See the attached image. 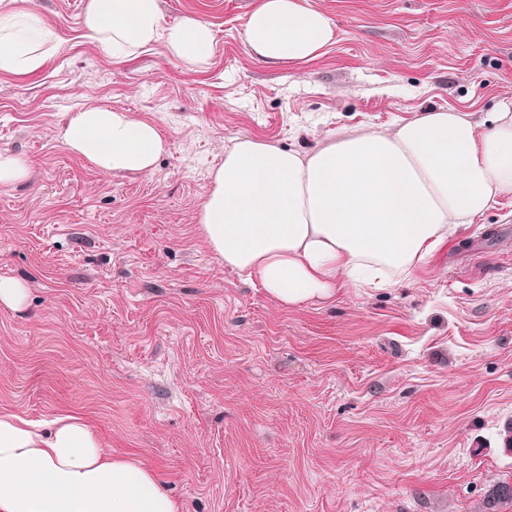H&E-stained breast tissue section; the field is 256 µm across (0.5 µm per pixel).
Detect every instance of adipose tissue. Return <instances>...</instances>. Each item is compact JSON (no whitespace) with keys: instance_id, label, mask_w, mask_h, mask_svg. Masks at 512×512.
Instances as JSON below:
<instances>
[{"instance_id":"1","label":"adipose tissue","mask_w":512,"mask_h":512,"mask_svg":"<svg viewBox=\"0 0 512 512\" xmlns=\"http://www.w3.org/2000/svg\"><path fill=\"white\" fill-rule=\"evenodd\" d=\"M38 0L17 13L0 0V72L39 73L48 55L19 39L18 19L40 20ZM85 35L113 59L163 43L198 67L214 47L210 23L164 24L160 0H87ZM335 36L309 0H257L244 29L265 63L315 58ZM58 137L101 174H152L169 148L157 126L131 113L90 106ZM512 197V98L489 118L453 108L425 111L389 133L337 137L307 153L236 137L197 213L202 236L225 267L256 280L275 301L332 299L354 282L391 289L460 229ZM0 512H181L159 474L105 451L77 415L34 423L0 413Z\"/></svg>"}]
</instances>
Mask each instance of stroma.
<instances>
[{
	"mask_svg": "<svg viewBox=\"0 0 512 512\" xmlns=\"http://www.w3.org/2000/svg\"><path fill=\"white\" fill-rule=\"evenodd\" d=\"M255 0H160L213 26L208 66L163 44L123 62L85 37L86 0H41L49 54L0 73V411L76 414L155 469L184 512H488L512 483V198L397 287L286 307L225 268L195 214L235 136L308 152L417 113L512 97V0H310L335 37L267 65ZM103 105L169 141L151 175L107 177L57 137ZM28 174L27 163L20 157L0 152V184H11ZM27 297V288L18 281L0 278V304L12 309L23 307Z\"/></svg>",
	"mask_w": 512,
	"mask_h": 512,
	"instance_id": "obj_1",
	"label": "stroma"
}]
</instances>
